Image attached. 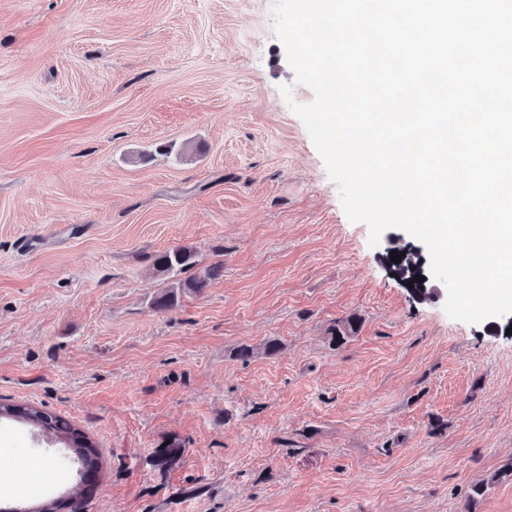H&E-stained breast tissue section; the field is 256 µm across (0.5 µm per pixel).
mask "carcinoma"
<instances>
[{
  "mask_svg": "<svg viewBox=\"0 0 512 512\" xmlns=\"http://www.w3.org/2000/svg\"><path fill=\"white\" fill-rule=\"evenodd\" d=\"M401 255L400 262L393 268L402 278L413 283L415 294L422 300L431 299V289L427 282H416L414 276L422 274L421 256L411 249L397 248ZM196 265L195 253L188 247H179L157 255L153 266L165 275H178ZM220 267L214 266L202 275H195L155 296L152 304L157 308H171L176 305L177 292L187 290L199 294L208 287L209 281L219 275ZM358 321L354 317L342 318L331 328V342L336 346L344 344L357 333ZM11 419L25 424L43 434L49 435L54 441L68 448L73 460L79 464V481L71 489V494L80 496L85 492L83 480L97 469L98 453L95 445L65 419L50 412L32 406L0 404V419Z\"/></svg>",
  "mask_w": 512,
  "mask_h": 512,
  "instance_id": "cac0c4a2",
  "label": "carcinoma"
}]
</instances>
